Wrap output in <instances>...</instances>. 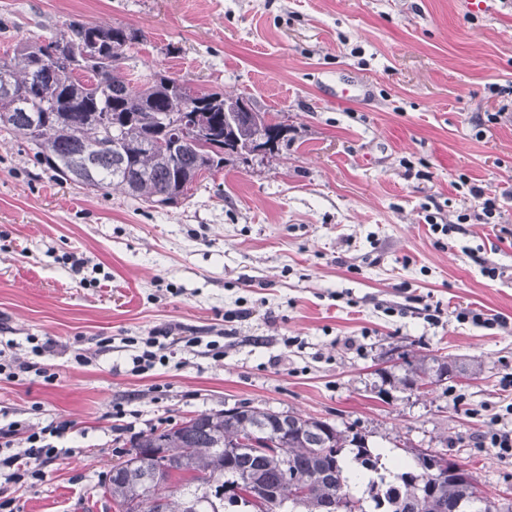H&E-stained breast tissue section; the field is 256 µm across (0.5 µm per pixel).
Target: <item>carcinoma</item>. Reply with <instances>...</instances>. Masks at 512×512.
<instances>
[{"label": "carcinoma", "instance_id": "1", "mask_svg": "<svg viewBox=\"0 0 512 512\" xmlns=\"http://www.w3.org/2000/svg\"><path fill=\"white\" fill-rule=\"evenodd\" d=\"M144 39L126 25L72 20L48 39L20 41L0 59V127L34 147L37 163L79 187L112 189L153 206L181 201L205 174L224 170L259 128L288 126L259 112L250 98L197 91L164 71L124 72ZM258 112L259 121L239 119ZM194 116V129L183 118ZM477 374L428 352L382 384L423 396L451 371ZM376 473L380 454L367 436L295 412L242 405L199 413L130 441L105 494L117 512H482L473 473L422 451L413 465L368 486L370 508L349 490L345 454Z\"/></svg>", "mask_w": 512, "mask_h": 512}]
</instances>
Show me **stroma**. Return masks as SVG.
Here are the masks:
<instances>
[{"label":"stroma","instance_id":"obj_1","mask_svg":"<svg viewBox=\"0 0 512 512\" xmlns=\"http://www.w3.org/2000/svg\"><path fill=\"white\" fill-rule=\"evenodd\" d=\"M71 20L140 29L136 72L249 96L289 143L234 157L156 208L59 181L0 130V341L22 358L26 337L51 338L40 362L58 374L0 381V420L40 404L75 450L18 491L19 512H104L130 440L112 402L139 411L140 432L243 404L295 411L393 459L446 454L511 500L512 458L474 442L494 416L512 425V0L484 12L467 0H0V58ZM484 112L497 121L475 126ZM466 181L497 198V224L433 233L425 213L476 208ZM465 309L509 325L458 321ZM154 329L176 339L169 361L132 375L125 340ZM191 337L219 341L223 361L185 347ZM76 340L91 365L73 362ZM429 351L481 371L425 397L378 395L377 369Z\"/></svg>","mask_w":512,"mask_h":512}]
</instances>
